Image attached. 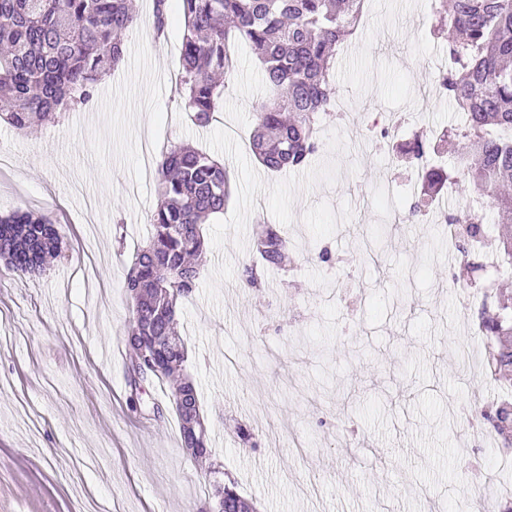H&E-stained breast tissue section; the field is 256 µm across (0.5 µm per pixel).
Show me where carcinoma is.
<instances>
[{"mask_svg": "<svg viewBox=\"0 0 512 512\" xmlns=\"http://www.w3.org/2000/svg\"><path fill=\"white\" fill-rule=\"evenodd\" d=\"M183 15L181 71L176 92L193 121L206 127L219 111L225 82L234 74L231 46L247 44L258 58L266 85L281 99L256 104L250 147L271 172L307 165L319 147L321 114L336 96L331 61L356 31L365 0H179ZM447 20L448 57L454 64L441 78L464 115L456 130L462 140L458 164L491 199L493 225L512 224V0H436ZM154 27L168 25V0H154ZM137 19L131 0H0V101L9 110L0 121L24 130L54 122L65 111L88 103L102 77L126 56L124 35ZM421 162L426 141L414 137L399 146ZM451 179L442 166L430 167L421 181L433 199ZM158 203L151 231L134 253L124 288L132 309L126 346L133 351L131 388L167 381L181 373L168 394L183 447L195 460L208 459L210 437L197 384L183 371L187 349L179 335L180 303L195 291L205 250L203 225L224 214L230 179L224 164L194 146L171 148L157 161ZM487 212H453L463 274L483 292L471 316L486 341V361L494 378L512 375V295L491 288L494 271L486 257L512 267V236L487 231ZM62 228L40 211L22 206L0 213V259L35 274L63 251ZM253 246L261 265L244 268V287H261V267L284 265L288 241L272 224L258 223ZM499 447L512 448V391L475 410ZM219 512H256L236 491V481L214 486Z\"/></svg>", "mask_w": 512, "mask_h": 512, "instance_id": "cac0c4a2", "label": "carcinoma"}]
</instances>
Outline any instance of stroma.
<instances>
[{
	"label": "stroma",
	"mask_w": 512,
	"mask_h": 512,
	"mask_svg": "<svg viewBox=\"0 0 512 512\" xmlns=\"http://www.w3.org/2000/svg\"><path fill=\"white\" fill-rule=\"evenodd\" d=\"M138 0L124 63L95 99L31 131L0 123V212H52L62 254L31 276L0 261V512H201L213 477L181 446L168 385L133 409L123 272L150 232L158 195L143 153L194 145L224 161L231 197L204 227L206 254L179 331L208 417L211 459L258 512H499L512 489L504 449L474 447L491 406L483 337L459 302L448 228L382 231V187L402 198L414 165L395 143L430 138L450 166L461 116L432 90L448 43L427 0H366L365 29L338 52L346 120L324 114L310 163L264 170L248 148L253 103L272 96L244 45L209 127L175 91L182 23L164 36ZM393 124L381 135L378 126ZM280 226L290 266L243 291L253 226ZM328 249L333 264L321 263ZM247 427L254 447L237 436Z\"/></svg>",
	"instance_id": "stroma-1"
}]
</instances>
